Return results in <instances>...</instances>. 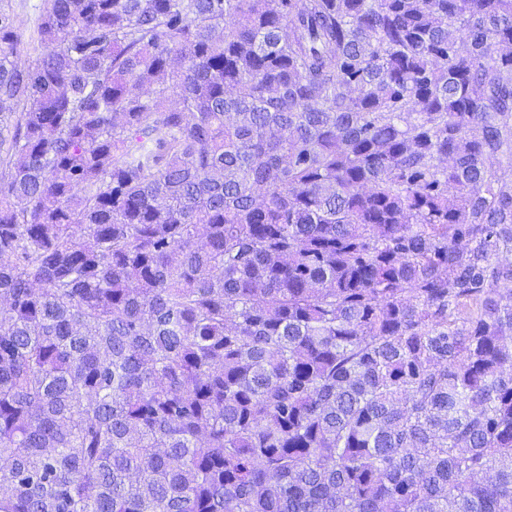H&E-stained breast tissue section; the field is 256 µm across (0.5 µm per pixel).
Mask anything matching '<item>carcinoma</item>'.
I'll return each instance as SVG.
<instances>
[{"label":"carcinoma","instance_id":"1","mask_svg":"<svg viewBox=\"0 0 512 512\" xmlns=\"http://www.w3.org/2000/svg\"><path fill=\"white\" fill-rule=\"evenodd\" d=\"M36 33L0 11V512H512V0ZM42 2L43 0H2L0 2L2 8H5L14 20L16 48L13 59L21 67L31 64L40 52L36 40V25Z\"/></svg>","mask_w":512,"mask_h":512}]
</instances>
